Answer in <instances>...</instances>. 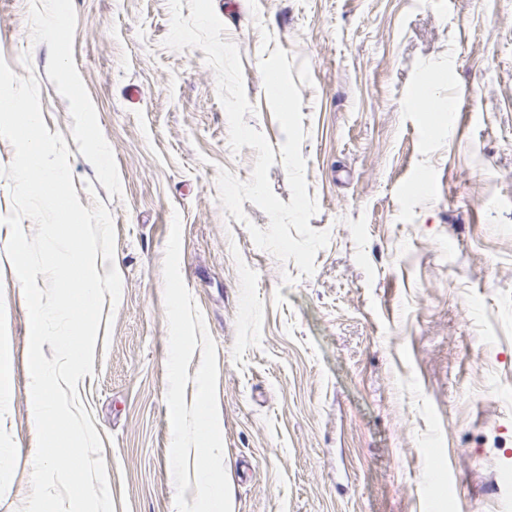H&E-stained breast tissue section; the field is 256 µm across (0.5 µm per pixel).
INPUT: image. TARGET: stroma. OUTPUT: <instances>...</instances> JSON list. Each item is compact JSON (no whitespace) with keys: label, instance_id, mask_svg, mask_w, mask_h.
I'll list each match as a JSON object with an SVG mask.
<instances>
[{"label":"stroma","instance_id":"1","mask_svg":"<svg viewBox=\"0 0 512 512\" xmlns=\"http://www.w3.org/2000/svg\"><path fill=\"white\" fill-rule=\"evenodd\" d=\"M46 2L0 0V58L37 79L81 205L112 215L122 293L103 304L78 392L114 512H176L163 278L176 218L217 348L234 512H512V0H213L240 52L246 121L275 148L261 29L294 61L309 224L330 234L308 277L255 246L262 210L244 202L243 224L222 208L220 169L248 180L256 152H232L204 52L164 47L168 0H67L69 28L49 44ZM12 210L0 176L13 371L0 448L17 451L0 512L26 502L36 448Z\"/></svg>","mask_w":512,"mask_h":512}]
</instances>
